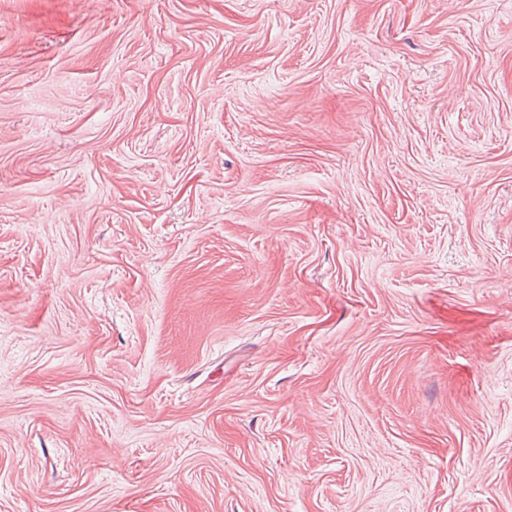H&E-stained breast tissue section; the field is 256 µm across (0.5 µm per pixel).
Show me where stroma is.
<instances>
[{
  "mask_svg": "<svg viewBox=\"0 0 512 512\" xmlns=\"http://www.w3.org/2000/svg\"><path fill=\"white\" fill-rule=\"evenodd\" d=\"M0 512H512V0H0Z\"/></svg>",
  "mask_w": 512,
  "mask_h": 512,
  "instance_id": "1",
  "label": "stroma"
}]
</instances>
